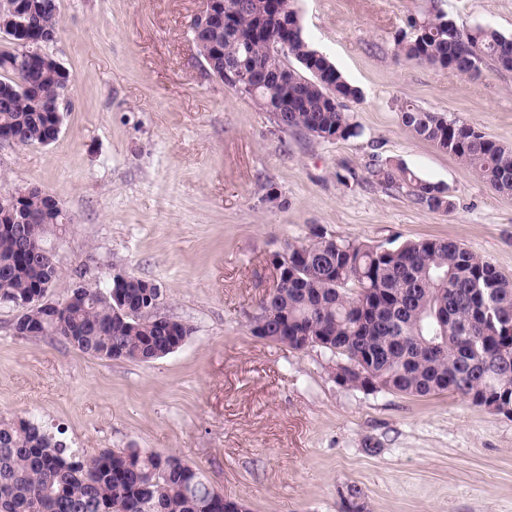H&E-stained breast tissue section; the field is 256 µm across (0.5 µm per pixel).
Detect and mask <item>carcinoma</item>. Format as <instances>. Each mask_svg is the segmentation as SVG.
Masks as SVG:
<instances>
[{"label": "carcinoma", "mask_w": 512, "mask_h": 512, "mask_svg": "<svg viewBox=\"0 0 512 512\" xmlns=\"http://www.w3.org/2000/svg\"><path fill=\"white\" fill-rule=\"evenodd\" d=\"M19 49L0 51V139L18 146L49 145L60 131L59 94L67 77L57 66L24 67L59 31L56 0H32ZM224 0L234 27L218 35L224 61L237 68L242 94L272 110L274 122L327 141L361 135L342 100L360 90L305 37L280 18L297 13L294 0ZM260 27L265 35L250 36ZM396 37L398 55L421 65L451 68L477 79L490 64L512 71V38L490 26L459 27L437 10L408 22ZM288 40L297 63L281 85L268 71L271 44ZM222 61V62H224ZM222 62L209 69L222 72ZM416 136L457 158L494 191L512 196V147L470 125L410 102L398 109ZM371 176L404 188L412 202L446 213L452 203L435 183L402 164L375 161ZM69 223L57 199L43 191L25 197L0 194V304L13 306L34 285L57 277L56 266L22 261L29 228L44 239ZM288 277L259 306L253 335L290 351L319 347L343 362L363 358L373 374L345 379L372 392L428 397L459 395L480 407L488 395L512 407V278L461 244L442 237L370 246L312 231L288 244ZM114 285L73 293L70 302L36 319L35 336L59 339L84 354L149 362L165 357L193 332L182 321L154 313V289L135 275L118 292ZM343 512H365L362 491L347 487ZM0 512H248L244 500L212 488L200 470L173 454L124 448L89 455L30 419L0 418Z\"/></svg>", "instance_id": "carcinoma-1"}]
</instances>
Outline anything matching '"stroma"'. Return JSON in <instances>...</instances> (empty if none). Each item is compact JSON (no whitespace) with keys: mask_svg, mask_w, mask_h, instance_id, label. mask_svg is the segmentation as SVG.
<instances>
[{"mask_svg":"<svg viewBox=\"0 0 512 512\" xmlns=\"http://www.w3.org/2000/svg\"><path fill=\"white\" fill-rule=\"evenodd\" d=\"M58 7L45 51L70 75L62 131L49 145L0 141V193L40 188L71 219L46 243L49 300L126 271L194 332L148 363L96 358L18 335V311L0 305V416L33 418L91 455L175 454L250 512H340L350 485L369 512H512V417L457 395L338 385L329 352H292L250 327L276 284L272 255L314 229L374 246L449 238L512 275V198L398 112L411 102L512 147V72L473 80L395 56L409 19L436 10L512 37V0H295L312 46L362 93L344 103L362 130L348 141L283 131L208 75L190 34L201 0ZM375 158L445 188L451 211L378 184Z\"/></svg>","mask_w":512,"mask_h":512,"instance_id":"35a3bbf8","label":"stroma"}]
</instances>
